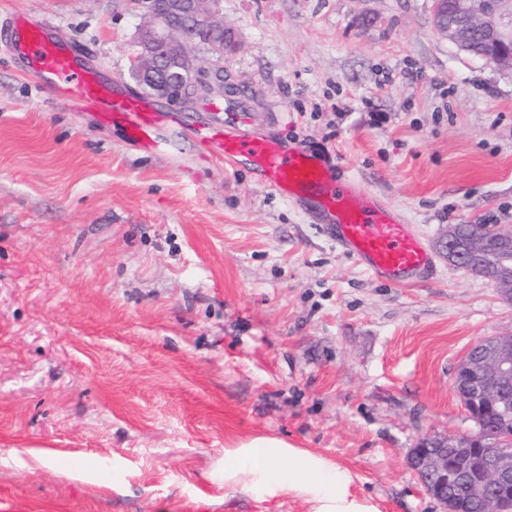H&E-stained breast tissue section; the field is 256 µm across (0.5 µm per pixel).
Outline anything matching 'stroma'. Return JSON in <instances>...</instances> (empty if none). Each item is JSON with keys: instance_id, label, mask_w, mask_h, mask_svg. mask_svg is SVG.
Listing matches in <instances>:
<instances>
[{"instance_id": "35a3bbf8", "label": "stroma", "mask_w": 512, "mask_h": 512, "mask_svg": "<svg viewBox=\"0 0 512 512\" xmlns=\"http://www.w3.org/2000/svg\"><path fill=\"white\" fill-rule=\"evenodd\" d=\"M119 88L132 0H0ZM249 130L362 180L435 247L512 227V71L459 51L433 0H223ZM371 277L247 162L150 154L55 99L0 39V512H308L224 483L269 438L356 477L380 512H448L410 464L476 434L455 387L512 332L492 279L434 254Z\"/></svg>"}]
</instances>
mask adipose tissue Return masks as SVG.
Instances as JSON below:
<instances>
[{"label":"adipose tissue","instance_id":"obj_1","mask_svg":"<svg viewBox=\"0 0 512 512\" xmlns=\"http://www.w3.org/2000/svg\"><path fill=\"white\" fill-rule=\"evenodd\" d=\"M354 474L323 456L256 438L224 452V483L261 496L286 494L308 512H379L372 498L353 492Z\"/></svg>","mask_w":512,"mask_h":512}]
</instances>
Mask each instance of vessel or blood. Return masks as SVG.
<instances>
[{"mask_svg":"<svg viewBox=\"0 0 512 512\" xmlns=\"http://www.w3.org/2000/svg\"><path fill=\"white\" fill-rule=\"evenodd\" d=\"M50 27L47 21L32 22L20 9L6 22L10 48L24 71L37 76L55 98L96 111L101 123L121 124L144 151H170L171 141L160 138L158 131L172 123V115L144 95L113 90L97 69L80 66L50 36ZM243 109L240 103L224 105V119L196 123L183 132L218 159L248 160L260 182L289 202L317 204L324 214L323 233L374 278L413 285L432 270L433 254L413 225L403 223L357 179H333L326 162L305 147L244 135Z\"/></svg>","mask_w":512,"mask_h":512,"instance_id":"obj_1","label":"vessel or blood"}]
</instances>
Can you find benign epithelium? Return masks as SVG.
<instances>
[{
	"label": "benign epithelium",
	"instance_id": "benign-epithelium-1",
	"mask_svg": "<svg viewBox=\"0 0 512 512\" xmlns=\"http://www.w3.org/2000/svg\"><path fill=\"white\" fill-rule=\"evenodd\" d=\"M167 11L156 8L157 0H146L147 21L139 29L136 53L130 60V72L144 79L163 72L165 56L172 55L180 63L181 76L190 82L164 81L159 97L188 103L224 94V80L214 77L224 66V54L234 47L233 37L224 28L222 0H166ZM189 23H181V19ZM434 21L441 32L459 50L475 55L479 46L472 37L477 33L494 49L483 58L498 66L512 68V0H434ZM201 29L224 35L223 43L213 44L212 56L205 58L191 50L195 36L189 30ZM495 251L501 262L512 263V231L496 230ZM448 261L457 265L475 260L488 250L487 235L480 242L459 238L456 226L440 241ZM486 356L474 365L465 360L457 370V392L468 402L469 412L477 406H492L505 420L512 418V334L488 339ZM411 465L426 491L443 504H448V489L457 490L455 505L449 512H465L467 502L477 500L482 512H505L504 504L512 499V448L503 445L496 433L479 431L466 438H455L453 444L434 438L411 451Z\"/></svg>",
	"mask_w": 512,
	"mask_h": 512
}]
</instances>
